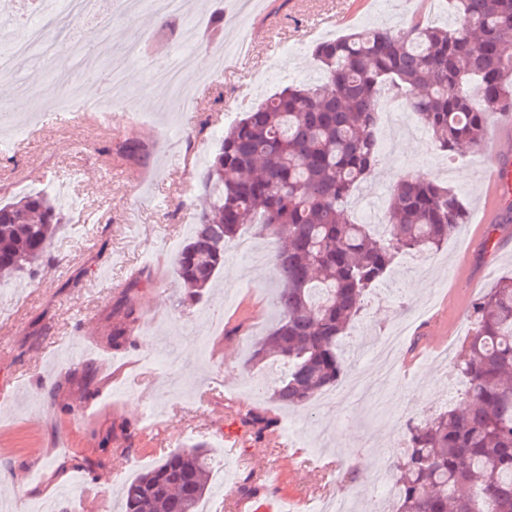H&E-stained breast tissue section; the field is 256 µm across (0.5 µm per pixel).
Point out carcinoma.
<instances>
[{
    "label": "carcinoma",
    "instance_id": "obj_1",
    "mask_svg": "<svg viewBox=\"0 0 512 512\" xmlns=\"http://www.w3.org/2000/svg\"><path fill=\"white\" fill-rule=\"evenodd\" d=\"M450 5L451 28L414 18L400 34L373 28L316 44L321 82L287 86L248 109L194 168L203 205L175 262L189 298L224 267V248L244 225L259 224L280 240L272 255L280 316L254 343L250 361L287 366L273 389L283 407L336 386L344 371L340 338L398 256L437 250L466 223L460 199L423 177L397 179L385 234L348 220L346 208L377 164L382 91L402 97L448 154L463 143L481 147L487 113L512 109V0ZM142 152L133 136L116 149L130 161ZM62 223L63 211L44 192L1 202L0 282L40 269ZM469 311L477 329L454 363L468 407L409 428L396 512H512V277L472 300ZM137 320L130 301L118 306L112 347L130 343ZM240 424L262 440L278 418L250 408ZM211 491L208 453L199 445L179 449L124 486L122 512H200Z\"/></svg>",
    "mask_w": 512,
    "mask_h": 512
}]
</instances>
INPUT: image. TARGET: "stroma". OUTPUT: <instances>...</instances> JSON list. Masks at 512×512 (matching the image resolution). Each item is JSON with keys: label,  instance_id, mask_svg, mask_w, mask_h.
Returning <instances> with one entry per match:
<instances>
[{"label": "stroma", "instance_id": "stroma-1", "mask_svg": "<svg viewBox=\"0 0 512 512\" xmlns=\"http://www.w3.org/2000/svg\"><path fill=\"white\" fill-rule=\"evenodd\" d=\"M184 27L168 60H196L209 45L229 40V31H211L215 14L226 12L230 0H182ZM327 17L337 34L365 26L402 29L410 19L405 0H264L253 19L248 50L237 55L228 72L212 68L186 71L193 109L182 110L174 130L167 115L150 105L145 75L157 53L146 49L129 67L126 85L134 92L128 114L111 128L69 121L48 85V65H33L16 55L0 64V106L15 108L17 82L28 81L27 111L41 114L14 155L0 159V199L32 191H55L64 183L79 197L82 209L66 212L52 244L58 263L30 278L13 281L25 298L13 319L0 321V472L6 476L40 464L37 481L5 489L0 499L14 501L17 512L52 489L58 512H119L124 484L138 469L152 466L166 452L206 444L214 471L241 487L253 467H266L267 491L256 504L277 512L284 503L315 501L326 492L354 498L357 512H383L372 492L378 469L393 470L403 450L407 424L423 422L461 402L465 384L454 368L460 345L473 332L470 301L512 276V235L490 254L472 250L473 224L484 206L488 163L479 151L457 155L452 172L440 165L426 129L402 132L389 153L364 181L357 197L361 209L387 206L398 177L421 176L447 186L464 202L468 221L452 229L448 242L421 263L397 264L368 296L364 308L342 340L340 353L348 374L375 366L374 348L381 338L401 334L411 344L434 318L448 325V335L419 372L410 378L390 375L380 390L362 397L340 393L337 402L314 401L288 409L269 396L253 392L249 382L280 375L279 364L250 362L252 343L271 328L277 312V275L271 255L274 238L246 227L229 244L224 267L200 298L188 300L175 274V258L193 224V205L202 198L192 172L177 156H210L213 145L201 126L224 124L233 109L237 88H254L266 98L291 83H311L318 72L312 49L317 36L311 26ZM160 15L143 9L136 18L112 13L77 27L91 48H99L106 30L126 32L159 26ZM137 136L144 151L139 161L121 164L104 152L128 136ZM74 224L89 225L88 234L71 238ZM471 258L476 284L452 279L448 270ZM146 272L151 285L130 287L134 272ZM132 300L140 317L154 316L141 326L138 338L121 350L106 340L112 309ZM89 341L107 351L122 368V388L114 392L117 412L84 421L82 409L96 400L107 366L89 356L65 360L66 342ZM223 342L228 355L211 359L208 349ZM226 395L259 405L280 418L303 455L270 451L252 443V463L239 461L224 447L223 404L207 400L213 382ZM153 408L167 433L155 441L135 438L126 444L121 423L139 427V416ZM354 471L355 483L344 480Z\"/></svg>", "mask_w": 512, "mask_h": 512}]
</instances>
